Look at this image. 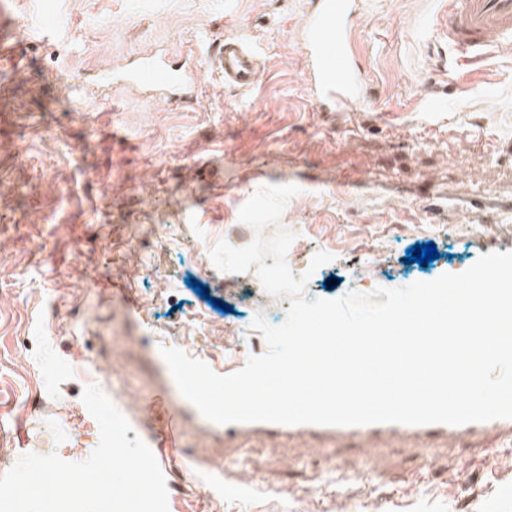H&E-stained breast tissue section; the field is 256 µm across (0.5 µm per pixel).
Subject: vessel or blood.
<instances>
[{"label": "vessel or blood", "instance_id": "1", "mask_svg": "<svg viewBox=\"0 0 512 512\" xmlns=\"http://www.w3.org/2000/svg\"><path fill=\"white\" fill-rule=\"evenodd\" d=\"M363 7L364 0H312L305 16L301 48L317 111L342 112L363 97L365 79L352 46V17ZM433 26L447 35L449 44L464 50L470 61H481L494 50H512V0H448L447 14L436 17ZM208 70L220 72L225 84L249 89L259 82L265 62L250 42L224 38L215 42L202 60L176 66L162 56L143 52L123 65L100 69L94 83L100 91L122 86L150 94L155 100L187 102ZM180 415V408L171 404L156 411L158 426L149 435L148 445L177 452L175 425ZM487 430L511 433L512 420L461 426L383 423L339 426L335 432L337 437L348 440L402 434L434 442Z\"/></svg>", "mask_w": 512, "mask_h": 512}]
</instances>
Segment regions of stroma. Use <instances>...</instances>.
I'll list each match as a JSON object with an SVG mask.
<instances>
[{
	"label": "stroma",
	"instance_id": "obj_1",
	"mask_svg": "<svg viewBox=\"0 0 512 512\" xmlns=\"http://www.w3.org/2000/svg\"><path fill=\"white\" fill-rule=\"evenodd\" d=\"M308 7L64 0L54 41L0 59V476L27 453L86 460L100 431L81 394L95 385L140 437L143 405L164 396L181 408L179 454L155 453L169 512H512V439L498 432L428 452L400 435L273 437L255 424L229 437L161 355L176 347L220 374L268 352L257 313L284 322L289 299L259 288L256 270L215 267L221 240L295 233L288 266L310 273V301L431 281L512 250V51L474 64L438 40L427 20L448 0H365L352 25L366 98L319 112L301 50ZM225 37L260 48L252 89L206 73L180 106L124 89L105 104L87 87L103 61L204 53ZM427 95L446 110L424 112ZM268 184L299 192L278 225L235 234L240 208ZM428 242L438 259L406 263ZM320 251L331 261L309 272ZM360 461L375 476L348 480Z\"/></svg>",
	"mask_w": 512,
	"mask_h": 512
}]
</instances>
